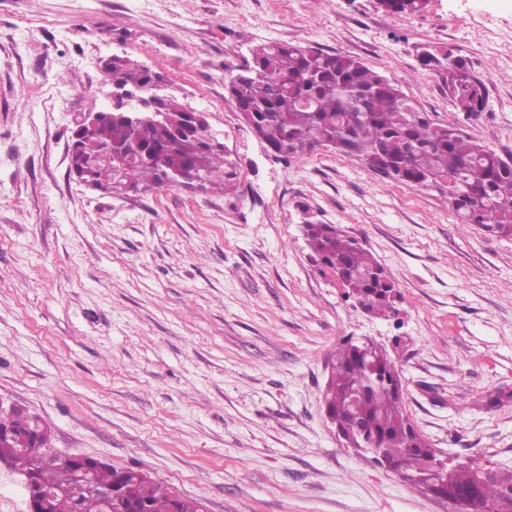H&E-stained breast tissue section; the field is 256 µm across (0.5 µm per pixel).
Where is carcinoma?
<instances>
[{
    "mask_svg": "<svg viewBox=\"0 0 512 512\" xmlns=\"http://www.w3.org/2000/svg\"><path fill=\"white\" fill-rule=\"evenodd\" d=\"M423 0H382L391 12L418 9ZM423 63L448 74L455 108L468 116L485 109L487 87L469 61L448 50L428 53ZM104 80L118 89L151 94L164 118L132 121L128 108L112 107L98 134H71L72 172L86 185L111 190L112 154H132L122 184L173 187L186 168L204 177L200 190L237 184L236 163L212 134L203 115L192 119L186 106L164 93L160 75L144 74L124 58L102 62ZM225 99L238 119L278 158L302 161L322 147L361 161L370 170L409 187L437 191L460 223L512 237V156L504 158L455 125L437 124L387 77L353 58L291 42L264 43L251 60L225 81ZM96 140L112 141L82 165ZM317 262L348 289L358 307L374 318L396 314L400 294L385 268L337 224H304ZM326 412L345 442L367 434L372 450L403 480L431 472L436 450L407 415L401 376L390 350L368 352L347 340L332 354L323 394ZM0 459L20 460L35 474L37 492L49 496L48 512H114L141 506L146 512H203V504L154 481L141 470L104 464L88 470L59 458L48 431L28 411L0 412ZM485 469L473 463L448 467L442 492L450 500L481 494ZM490 489L480 505L487 512H512V472L489 473ZM117 487L119 498L100 491Z\"/></svg>",
    "mask_w": 512,
    "mask_h": 512,
    "instance_id": "cac0c4a2",
    "label": "carcinoma"
}]
</instances>
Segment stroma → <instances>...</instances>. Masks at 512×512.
<instances>
[{"label":"stroma","mask_w":512,"mask_h":512,"mask_svg":"<svg viewBox=\"0 0 512 512\" xmlns=\"http://www.w3.org/2000/svg\"><path fill=\"white\" fill-rule=\"evenodd\" d=\"M512 0H0V405L60 457L133 467L207 512H453L338 437L322 401L344 338L397 344L408 417L453 462L512 471V238L435 191L323 148L283 162L224 82L250 47L310 44L385 75L437 123L512 155ZM467 58L465 117L421 62ZM160 73L238 162V190L107 194L70 171L73 118L108 104L102 60ZM341 225L385 267L394 320L355 309L302 226Z\"/></svg>","instance_id":"stroma-1"}]
</instances>
